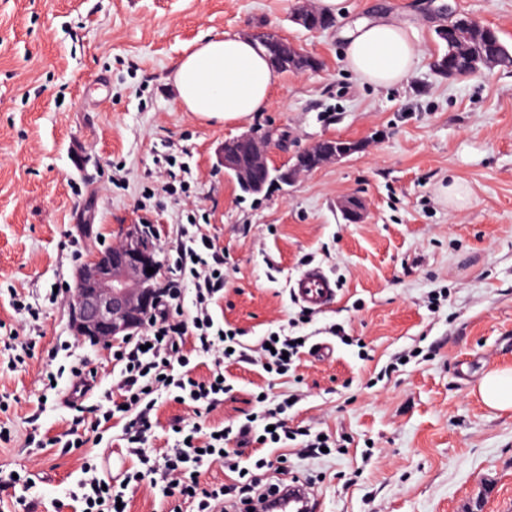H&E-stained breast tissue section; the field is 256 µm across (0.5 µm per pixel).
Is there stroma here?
I'll list each match as a JSON object with an SVG mask.
<instances>
[{
	"label": "stroma",
	"mask_w": 512,
	"mask_h": 512,
	"mask_svg": "<svg viewBox=\"0 0 512 512\" xmlns=\"http://www.w3.org/2000/svg\"><path fill=\"white\" fill-rule=\"evenodd\" d=\"M304 0H0V512L21 498L39 512H80L71 498L83 463L112 453L138 467L113 422L101 441L63 449L77 410L60 402L71 367H94L99 392L116 387L111 350L77 339L68 300L88 254L122 225L148 224L172 265L187 215L224 248V297L215 318L247 344L296 321L302 349L280 391L297 395L292 425L330 433L337 449L288 452L311 478L322 512H512V410L486 406L477 388L512 368V69L438 74L437 33L449 14L495 29L512 50V0H343L333 28L304 30ZM384 13L421 49L400 84L358 80L343 31ZM272 30L320 59L319 71L281 74L270 106L231 123L182 111L180 57L209 36ZM273 134L272 160L315 142L358 140L360 152L248 195L218 162L226 139ZM192 170L186 192L169 175ZM468 190L462 208L447 187ZM362 199L361 221L339 203ZM338 285L308 314L287 285L307 266ZM336 334H329V327ZM232 394L211 411L162 394L145 446L160 459L179 434L242 423L266 385L260 367L225 364ZM128 512H192L163 484L125 492Z\"/></svg>",
	"instance_id": "1"
}]
</instances>
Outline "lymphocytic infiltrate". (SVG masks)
<instances>
[{
	"label": "lymphocytic infiltrate",
	"mask_w": 512,
	"mask_h": 512,
	"mask_svg": "<svg viewBox=\"0 0 512 512\" xmlns=\"http://www.w3.org/2000/svg\"><path fill=\"white\" fill-rule=\"evenodd\" d=\"M224 250L214 239L203 233L200 223L189 221L183 225L173 277L156 290L157 304L144 332L130 337L119 351L121 366L117 386L120 400L104 394L102 402L90 405L91 419L87 429L91 432L109 429L113 418L124 417V439L130 454L138 457L141 467L115 476L100 478L93 466H85L81 483L82 512H119L118 498L131 484L142 482L146 474L161 472L168 494L189 502L195 512H233L254 499L275 493L277 479L283 469L281 457L270 451L250 464H242L241 450L259 442L277 444L298 441L306 452L320 451L330 446V439L299 436L291 430L285 414L294 403L286 395L276 404L265 405L262 420L265 431H256L252 423L238 427H225L204 443H197L194 434L185 433L183 426H175L181 434L179 447L168 449L162 466L152 465L144 446L152 433V415L156 405L155 392L174 393L177 401L191 402L195 408L209 409L219 405L225 394L231 392L222 365L230 360L247 362L269 374L287 375L290 359L297 355L300 345L297 337L281 334L266 336L255 349H248L236 332L224 329L215 321L211 306L224 294ZM191 286L194 310L183 315L184 286ZM193 343L197 352L213 355L217 369L210 379L198 380L188 369L190 363L184 351L185 343ZM223 460L224 467L235 473L232 485L202 486L197 473L207 461Z\"/></svg>",
	"instance_id": "1"
}]
</instances>
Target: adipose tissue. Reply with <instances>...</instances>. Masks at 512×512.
<instances>
[{
  "label": "adipose tissue",
  "instance_id": "1",
  "mask_svg": "<svg viewBox=\"0 0 512 512\" xmlns=\"http://www.w3.org/2000/svg\"><path fill=\"white\" fill-rule=\"evenodd\" d=\"M344 38L347 68L381 88L402 82L420 54L403 24L384 14L355 22ZM278 80L261 45L231 34L202 41L174 69L183 111L204 120L232 122L263 111Z\"/></svg>",
  "mask_w": 512,
  "mask_h": 512
}]
</instances>
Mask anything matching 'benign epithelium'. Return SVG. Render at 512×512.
Returning a JSON list of instances; mask_svg holds the SVG:
<instances>
[{
    "instance_id": "1",
    "label": "benign epithelium",
    "mask_w": 512,
    "mask_h": 512,
    "mask_svg": "<svg viewBox=\"0 0 512 512\" xmlns=\"http://www.w3.org/2000/svg\"><path fill=\"white\" fill-rule=\"evenodd\" d=\"M317 8L304 6L295 13L293 21L312 32ZM456 38L463 40L473 30H485L481 22L462 17L457 23ZM253 38L270 49L271 65L285 70L290 55L283 38L274 31H261ZM271 138L255 131L245 132L224 140V174L238 183L256 188L273 174H280L290 185L304 172L339 162L361 150L358 141L336 144V139L325 138L295 155L296 163L283 168L270 164ZM152 268L149 274L146 269ZM165 275L163 262L154 255V247L145 242L138 224H126L119 231V240L105 252L89 255L79 269L70 300V326L80 339L91 338L109 348L147 325L156 299L148 283Z\"/></svg>"
}]
</instances>
